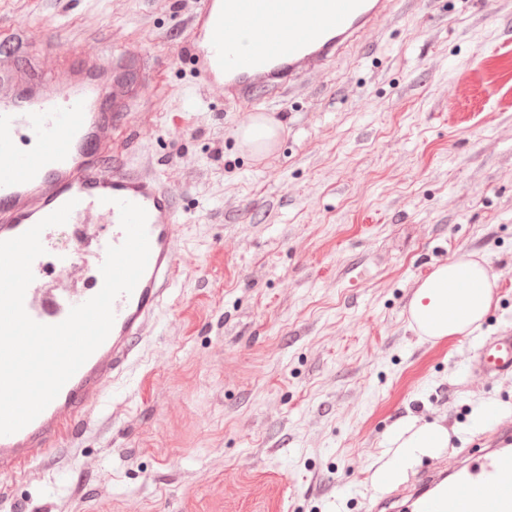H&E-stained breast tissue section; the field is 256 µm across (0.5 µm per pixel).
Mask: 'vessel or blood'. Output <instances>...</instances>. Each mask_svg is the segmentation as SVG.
<instances>
[{"instance_id": "1", "label": "vessel or blood", "mask_w": 512, "mask_h": 512, "mask_svg": "<svg viewBox=\"0 0 512 512\" xmlns=\"http://www.w3.org/2000/svg\"><path fill=\"white\" fill-rule=\"evenodd\" d=\"M392 0H197L187 18V51L199 87L234 102L285 90L361 41ZM260 31L261 46L247 36ZM27 29L0 40V241L15 238L69 200L70 248L57 264H32L28 315L57 324L102 285L106 249L121 244L117 200L147 212L150 255L131 295L113 303L103 342L58 396L18 432L0 436V474L79 447L105 388L137 360L140 344L179 272V210L154 173L108 165L118 126L112 114L114 62L95 42L75 57L30 58ZM470 369L488 381L512 376V335L487 338ZM410 512H512V429L502 426L466 469L438 466L407 487Z\"/></svg>"}]
</instances>
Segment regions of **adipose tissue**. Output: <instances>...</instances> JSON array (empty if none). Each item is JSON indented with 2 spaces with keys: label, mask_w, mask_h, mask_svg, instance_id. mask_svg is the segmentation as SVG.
<instances>
[{
  "label": "adipose tissue",
  "mask_w": 512,
  "mask_h": 512,
  "mask_svg": "<svg viewBox=\"0 0 512 512\" xmlns=\"http://www.w3.org/2000/svg\"><path fill=\"white\" fill-rule=\"evenodd\" d=\"M494 280L485 263L464 256L434 269L417 287L409 319L419 336L439 341L467 336L480 328L493 298ZM398 454L389 464L391 479L400 478L422 455L448 445V432L411 419L393 433Z\"/></svg>",
  "instance_id": "ef3b65f1"
}]
</instances>
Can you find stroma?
Here are the masks:
<instances>
[{"mask_svg": "<svg viewBox=\"0 0 512 512\" xmlns=\"http://www.w3.org/2000/svg\"><path fill=\"white\" fill-rule=\"evenodd\" d=\"M194 0H0V34L136 56L112 165L175 196L179 275L139 362L103 394L108 430L29 477L0 512H404L376 473L404 419L444 426L469 465L512 421V376L469 366L512 331V0H396L325 70L256 104L198 89L179 60ZM280 127L268 155L238 128ZM482 256L479 332L431 342L408 304L435 265ZM79 499H71L74 487Z\"/></svg>", "mask_w": 512, "mask_h": 512, "instance_id": "35a3bbf8", "label": "stroma"}]
</instances>
